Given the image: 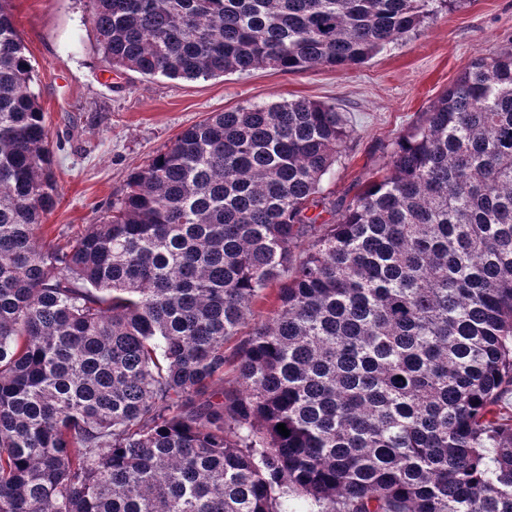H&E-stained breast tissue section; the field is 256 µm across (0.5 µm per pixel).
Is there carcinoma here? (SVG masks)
Masks as SVG:
<instances>
[{
  "instance_id": "1",
  "label": "carcinoma",
  "mask_w": 512,
  "mask_h": 512,
  "mask_svg": "<svg viewBox=\"0 0 512 512\" xmlns=\"http://www.w3.org/2000/svg\"><path fill=\"white\" fill-rule=\"evenodd\" d=\"M89 2L113 69L186 80L361 64L452 5ZM33 80L0 0V512H512V42L350 198L333 106H253L63 244Z\"/></svg>"
}]
</instances>
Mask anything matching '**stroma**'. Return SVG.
Instances as JSON below:
<instances>
[{
  "label": "stroma",
  "mask_w": 512,
  "mask_h": 512,
  "mask_svg": "<svg viewBox=\"0 0 512 512\" xmlns=\"http://www.w3.org/2000/svg\"><path fill=\"white\" fill-rule=\"evenodd\" d=\"M50 129L60 200L48 236L74 235L186 127L215 112L306 99L335 106L352 136L323 184L343 194L388 160L392 143L478 54L512 40V0H462L367 62L288 73L273 67L196 80L112 72L88 0H13Z\"/></svg>",
  "instance_id": "obj_1"
}]
</instances>
